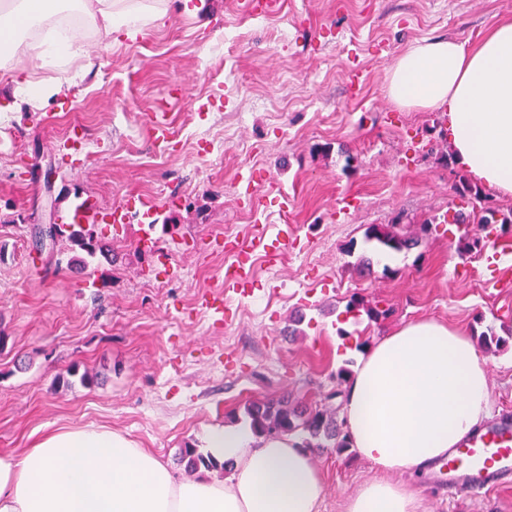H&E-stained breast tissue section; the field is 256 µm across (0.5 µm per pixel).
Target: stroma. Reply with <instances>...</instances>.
I'll return each mask as SVG.
<instances>
[{
    "instance_id": "stroma-1",
    "label": "stroma",
    "mask_w": 512,
    "mask_h": 512,
    "mask_svg": "<svg viewBox=\"0 0 512 512\" xmlns=\"http://www.w3.org/2000/svg\"><path fill=\"white\" fill-rule=\"evenodd\" d=\"M508 16L512 0H280L269 15L245 0H170L135 37L91 47L82 77L40 107L17 108L0 89V454L94 424L154 450L180 477L184 444L205 448L206 427L244 422L248 402L342 404L339 373L420 319L471 336L488 364L491 416L512 418V286L484 287L485 256L459 255L452 222L487 202L512 210V197H457L466 171L440 159L442 113L397 106L384 82L420 41L470 47ZM155 113L174 132L161 148ZM75 133L78 151L61 155ZM317 144L329 153H313ZM349 153L356 169L345 167ZM252 170L264 180L249 206L239 198ZM75 199L103 214L129 205L127 223L100 227L110 258L38 260L36 227ZM143 202L157 206L155 225L141 223ZM394 222L432 231L388 264L365 233ZM274 224L295 225L302 249L284 248L274 266L257 256L255 295L233 299L223 321L198 312L199 294L224 289L218 243ZM355 296L390 316L348 312ZM313 454L322 512H343L377 473L350 449ZM399 479L422 512H512V488L451 498L426 476Z\"/></svg>"
}]
</instances>
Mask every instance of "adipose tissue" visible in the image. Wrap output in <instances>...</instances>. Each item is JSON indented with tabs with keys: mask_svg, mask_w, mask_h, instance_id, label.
<instances>
[{
	"mask_svg": "<svg viewBox=\"0 0 512 512\" xmlns=\"http://www.w3.org/2000/svg\"><path fill=\"white\" fill-rule=\"evenodd\" d=\"M169 0H0V70L21 103L60 93L84 35L111 44L121 30L162 19ZM51 71L36 80L33 69ZM391 100L444 110L457 162L485 187L512 195V21L466 46L430 39L385 72ZM487 362L470 336L435 320L407 323L370 346L344 395L351 446L377 469L344 512H420L394 473L447 457L489 415ZM207 452L227 464L217 479L176 478L127 435L85 426L45 434L0 456V512H320L325 481L296 436L216 425Z\"/></svg>",
	"mask_w": 512,
	"mask_h": 512,
	"instance_id": "1",
	"label": "adipose tissue"
}]
</instances>
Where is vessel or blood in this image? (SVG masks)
<instances>
[{"label": "vessel or blood", "mask_w": 512, "mask_h": 512, "mask_svg": "<svg viewBox=\"0 0 512 512\" xmlns=\"http://www.w3.org/2000/svg\"><path fill=\"white\" fill-rule=\"evenodd\" d=\"M295 230L287 224L261 230L247 242L228 241L225 252L234 261L224 270V282L235 294L247 297L254 293L252 280L253 257L263 251L267 258H275L279 251L295 243ZM512 271L502 253L492 252L486 258V285L501 287L507 272ZM435 471L445 477L450 490L472 495L495 488L512 479V422L498 423L475 432L454 448L447 458L440 460Z\"/></svg>", "instance_id": "b4317fda"}]
</instances>
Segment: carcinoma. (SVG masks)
<instances>
[{
	"mask_svg": "<svg viewBox=\"0 0 512 512\" xmlns=\"http://www.w3.org/2000/svg\"><path fill=\"white\" fill-rule=\"evenodd\" d=\"M461 197L470 196L476 200H487L482 188L465 178L459 179L455 187ZM479 223L512 224V212L505 214L496 207L486 206ZM42 248L54 249L57 243L65 244L67 250L80 252V262L84 265L97 254L108 250L105 238L96 230L94 224H47L39 229ZM366 239L375 241L382 247L400 252L417 246L420 238L399 234L393 231V225H372L366 233ZM245 414L255 432L262 436H282L299 433L302 435V447L326 448L332 446L340 451L349 447L348 435L343 424L336 418V409H319L294 403L288 398L268 402H250ZM180 462L185 471L192 476L200 469L224 471L225 465L218 464L209 455L203 454L192 445H186L180 453Z\"/></svg>",
	"mask_w": 512,
	"mask_h": 512,
	"instance_id": "cac0c4a2",
	"label": "carcinoma"
}]
</instances>
